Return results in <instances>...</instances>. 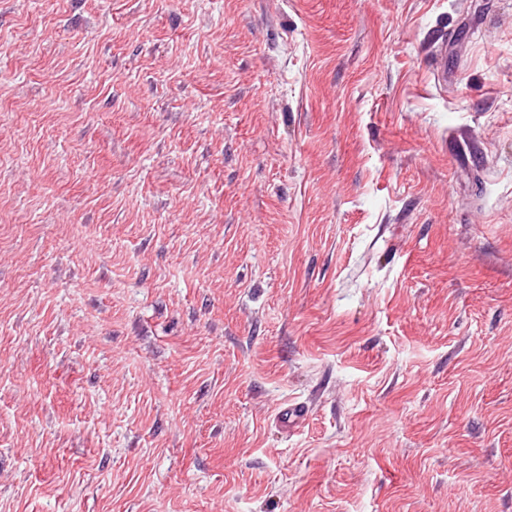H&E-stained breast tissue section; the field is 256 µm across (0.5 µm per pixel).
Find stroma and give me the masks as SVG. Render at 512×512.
Segmentation results:
<instances>
[{"instance_id":"stroma-1","label":"stroma","mask_w":512,"mask_h":512,"mask_svg":"<svg viewBox=\"0 0 512 512\" xmlns=\"http://www.w3.org/2000/svg\"><path fill=\"white\" fill-rule=\"evenodd\" d=\"M0 512H512V0H0Z\"/></svg>"}]
</instances>
